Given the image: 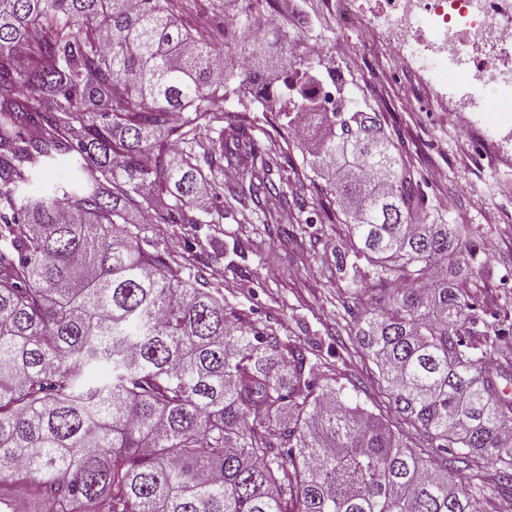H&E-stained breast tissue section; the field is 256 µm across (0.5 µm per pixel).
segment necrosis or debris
Returning <instances> with one entry per match:
<instances>
[{"label": "necrosis or debris", "instance_id": "1", "mask_svg": "<svg viewBox=\"0 0 512 512\" xmlns=\"http://www.w3.org/2000/svg\"><path fill=\"white\" fill-rule=\"evenodd\" d=\"M342 22L375 15L391 23L435 82L475 85L496 128L512 126V0H325Z\"/></svg>", "mask_w": 512, "mask_h": 512}]
</instances>
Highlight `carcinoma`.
I'll return each instance as SVG.
<instances>
[{"mask_svg":"<svg viewBox=\"0 0 512 512\" xmlns=\"http://www.w3.org/2000/svg\"><path fill=\"white\" fill-rule=\"evenodd\" d=\"M254 9L245 0L232 32L250 63L236 73L201 32L206 15L184 24L183 0H0V512H20L19 486L43 512H480L454 464L485 462L512 495V400L467 286L476 232L432 214L376 114L342 95L327 108L316 56L295 32L254 28ZM230 93L273 96L290 135L319 117L324 137L295 142L331 175L307 180L349 231L354 336L396 412L449 457L421 456L336 379L317 381L301 349L131 222L156 210L142 189L158 183L165 223H199L187 210L206 213L202 186L241 162L254 197L290 193L304 211L239 112L217 108ZM204 127L218 139L198 155ZM62 156L95 182L20 194Z\"/></svg>","mask_w":512,"mask_h":512,"instance_id":"carcinoma-1","label":"carcinoma"}]
</instances>
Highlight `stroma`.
Masks as SVG:
<instances>
[{
    "mask_svg": "<svg viewBox=\"0 0 512 512\" xmlns=\"http://www.w3.org/2000/svg\"><path fill=\"white\" fill-rule=\"evenodd\" d=\"M290 2L294 9L283 17V27L299 34V49L320 48L322 67L351 89L359 110L378 113L386 134L422 177L432 209L447 214L450 223L479 228L490 242L485 271L471 278L469 291L476 315L494 330L503 316L512 317V163L473 156L468 124L487 122L484 104L464 101L455 91L447 103H438L393 50L382 19H375L371 32L360 26L342 30L322 0ZM225 106L240 111L249 134L261 148L278 153L281 166L302 168L301 152L288 147L273 126L277 101L255 112L231 96ZM218 181L207 193L220 223H153L152 244L202 275L249 322L273 329L282 343L304 347L319 377L337 378L351 400L381 417L418 452L432 453L431 441L394 411L376 366L350 334L351 300L338 266L349 237L345 225L327 219L326 198L308 194L313 223L304 229L284 222V214L296 211L290 203L265 217L241 190L237 167L225 168ZM465 486L486 512H512V498L499 491L497 465H482L478 478Z\"/></svg>",
    "mask_w": 512,
    "mask_h": 512,
    "instance_id": "35a3bbf8",
    "label": "stroma"
}]
</instances>
